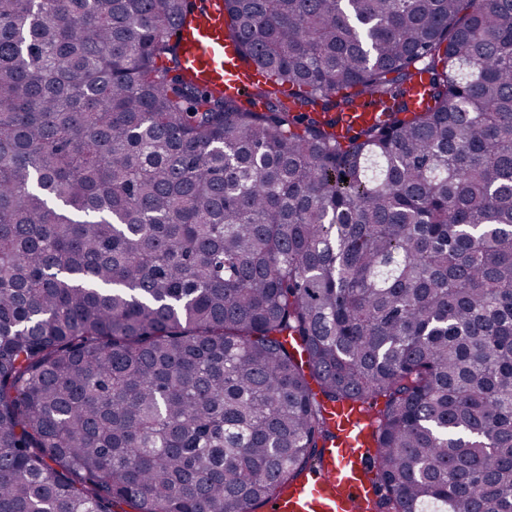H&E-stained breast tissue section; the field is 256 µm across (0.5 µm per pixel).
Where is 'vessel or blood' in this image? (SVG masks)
Listing matches in <instances>:
<instances>
[{"instance_id":"1","label":"vessel or blood","mask_w":512,"mask_h":512,"mask_svg":"<svg viewBox=\"0 0 512 512\" xmlns=\"http://www.w3.org/2000/svg\"><path fill=\"white\" fill-rule=\"evenodd\" d=\"M195 21L180 29V58L199 83L216 90H248L259 81L224 38L223 0H199ZM337 437L322 451L316 470L276 498L274 512H372L377 496L368 474L371 423L357 410L333 404Z\"/></svg>"}]
</instances>
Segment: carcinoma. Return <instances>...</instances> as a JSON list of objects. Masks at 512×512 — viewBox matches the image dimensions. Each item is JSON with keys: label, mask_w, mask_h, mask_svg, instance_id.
I'll use <instances>...</instances> for the list:
<instances>
[{"label": "carcinoma", "mask_w": 512, "mask_h": 512, "mask_svg": "<svg viewBox=\"0 0 512 512\" xmlns=\"http://www.w3.org/2000/svg\"><path fill=\"white\" fill-rule=\"evenodd\" d=\"M191 9L0 0V512H256L334 402L377 512H512V0H224L241 97ZM194 7L197 20L179 26L181 64L199 83L224 91H246L261 76L255 69L244 68L234 47L224 38L223 0H199ZM177 32L181 36H177Z\"/></svg>", "instance_id": "obj_1"}]
</instances>
